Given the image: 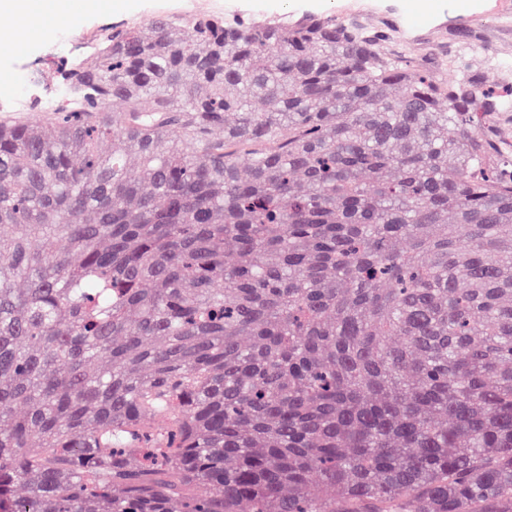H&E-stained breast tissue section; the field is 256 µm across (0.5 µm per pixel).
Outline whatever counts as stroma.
<instances>
[{"label": "stroma", "instance_id": "35a3bbf8", "mask_svg": "<svg viewBox=\"0 0 512 512\" xmlns=\"http://www.w3.org/2000/svg\"><path fill=\"white\" fill-rule=\"evenodd\" d=\"M417 2V25L406 0H126L119 14L81 13L74 28L52 19L49 34H32L23 45L0 44V120L45 124L47 101L61 91L63 71L95 50L103 29L141 26L160 15L345 19L381 36L385 52L407 60L412 72L429 71L448 84L473 72L496 95H512V0Z\"/></svg>", "mask_w": 512, "mask_h": 512}]
</instances>
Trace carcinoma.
<instances>
[{
    "mask_svg": "<svg viewBox=\"0 0 512 512\" xmlns=\"http://www.w3.org/2000/svg\"><path fill=\"white\" fill-rule=\"evenodd\" d=\"M63 89L0 122V512H512L477 75L334 17L160 16Z\"/></svg>",
    "mask_w": 512,
    "mask_h": 512,
    "instance_id": "obj_1",
    "label": "carcinoma"
}]
</instances>
